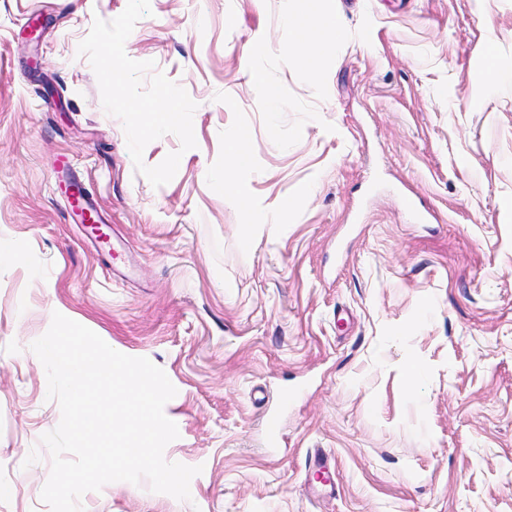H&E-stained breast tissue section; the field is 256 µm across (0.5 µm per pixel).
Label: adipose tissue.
<instances>
[{
    "label": "adipose tissue",
    "mask_w": 512,
    "mask_h": 512,
    "mask_svg": "<svg viewBox=\"0 0 512 512\" xmlns=\"http://www.w3.org/2000/svg\"><path fill=\"white\" fill-rule=\"evenodd\" d=\"M290 27L311 64L319 54L337 45L345 31L341 17L327 9L326 0H306L305 10L295 14Z\"/></svg>",
    "instance_id": "1"
}]
</instances>
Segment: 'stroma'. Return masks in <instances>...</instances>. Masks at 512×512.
<instances>
[{"label": "stroma", "mask_w": 512, "mask_h": 512, "mask_svg": "<svg viewBox=\"0 0 512 512\" xmlns=\"http://www.w3.org/2000/svg\"><path fill=\"white\" fill-rule=\"evenodd\" d=\"M301 6L0 0V512H50L56 311L165 372L164 457L202 468L189 500L114 482L83 512H512V85L482 56L512 74V0H329L348 36L314 77ZM169 92L180 122L143 130ZM239 191L276 223L244 236ZM225 156L231 157L238 168L250 165L251 159L246 133L234 131L225 137Z\"/></svg>", "instance_id": "1"}]
</instances>
